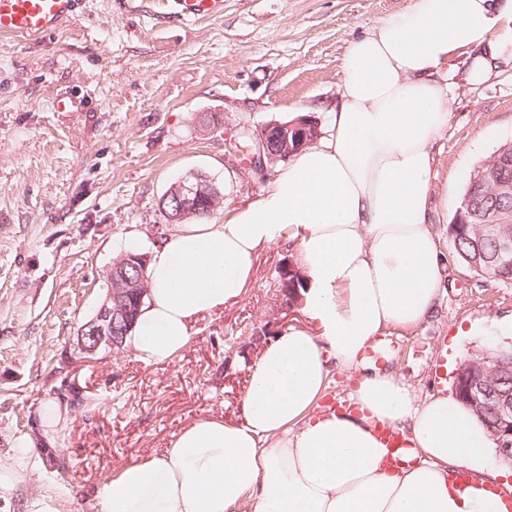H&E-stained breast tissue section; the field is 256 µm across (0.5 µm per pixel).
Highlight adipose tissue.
Wrapping results in <instances>:
<instances>
[{
  "instance_id": "obj_1",
  "label": "adipose tissue",
  "mask_w": 512,
  "mask_h": 512,
  "mask_svg": "<svg viewBox=\"0 0 512 512\" xmlns=\"http://www.w3.org/2000/svg\"><path fill=\"white\" fill-rule=\"evenodd\" d=\"M512 0H411L350 41L341 101L317 143L220 224H179L155 246L149 297L126 345L146 365L180 353L200 316L223 310L254 281L264 247L295 241L318 332L289 326L248 365L240 418L206 416L161 454L120 468L101 512H504L493 486L487 423L453 394L416 401L367 350L383 328H412L434 309L443 262L431 232L433 146L448 129L439 81L473 51L484 80L512 47L494 36ZM348 371L352 409L316 412L332 369ZM400 431L409 462L384 464L379 426ZM470 475L458 488V469Z\"/></svg>"
}]
</instances>
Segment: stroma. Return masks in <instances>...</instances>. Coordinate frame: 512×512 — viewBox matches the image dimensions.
I'll return each mask as SVG.
<instances>
[{"label":"stroma","mask_w":512,"mask_h":512,"mask_svg":"<svg viewBox=\"0 0 512 512\" xmlns=\"http://www.w3.org/2000/svg\"><path fill=\"white\" fill-rule=\"evenodd\" d=\"M411 0H224L216 17H186L168 0H83L61 30L0 38V466L19 474L0 512L50 496L58 512H100L97 493L118 468L164 451L188 423L236 418L247 364L265 341L303 321L287 308L278 268L291 241L258 257L252 288L201 318L172 360L146 365L129 349L71 368L85 407L45 435L41 406L59 399L57 370L106 294L121 252L150 250L169 231L160 200L205 173L226 185L208 216L219 224L261 193L277 165L253 172L231 151L243 128L301 115L326 125L355 36ZM459 52L445 82L452 112L435 144L433 232L446 276L418 327L382 333L417 400L444 391L458 364L512 346V285L472 271L448 225L469 173L512 138V56L485 81ZM73 111L56 108L60 94ZM224 128L203 133L202 113Z\"/></svg>","instance_id":"obj_1"}]
</instances>
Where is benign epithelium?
<instances>
[{
	"label": "benign epithelium",
	"instance_id": "7a95c632",
	"mask_svg": "<svg viewBox=\"0 0 512 512\" xmlns=\"http://www.w3.org/2000/svg\"><path fill=\"white\" fill-rule=\"evenodd\" d=\"M319 136V127L315 122L306 123L302 119L292 123L271 122L257 131L253 137L254 146L247 148V161L253 171L262 175L267 170V164L312 145ZM474 181L489 186L491 195L498 200H512V178L500 170L480 168ZM171 197L177 203L175 211L180 216H209L222 201L221 195L212 193L210 180L198 174L181 180L164 194L163 200L167 201ZM510 220L512 208L503 205L469 208L466 214V221L480 225L490 235L496 233L497 225ZM126 297L124 288H115L109 292L107 302L99 309L97 315L89 323L81 326L72 339L70 363H93L98 360L102 349L113 351L122 347L129 324ZM492 379L490 371L467 372L466 396L478 409L488 405L491 400L495 401L497 425L494 437L497 455L503 462L512 465V392H496Z\"/></svg>",
	"mask_w": 512,
	"mask_h": 512
}]
</instances>
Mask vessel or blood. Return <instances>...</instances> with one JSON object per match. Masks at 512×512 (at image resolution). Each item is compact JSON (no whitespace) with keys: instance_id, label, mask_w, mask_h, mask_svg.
Instances as JSON below:
<instances>
[{"instance_id":"1","label":"vessel or blood","mask_w":512,"mask_h":512,"mask_svg":"<svg viewBox=\"0 0 512 512\" xmlns=\"http://www.w3.org/2000/svg\"><path fill=\"white\" fill-rule=\"evenodd\" d=\"M82 0H0V36L34 37L63 27L77 13ZM188 16L215 17L224 11V0H172ZM380 441L388 450L389 467H400L408 445L402 434L380 427Z\"/></svg>"}]
</instances>
